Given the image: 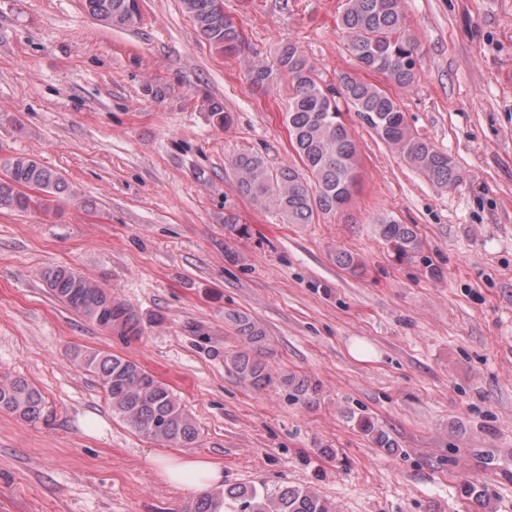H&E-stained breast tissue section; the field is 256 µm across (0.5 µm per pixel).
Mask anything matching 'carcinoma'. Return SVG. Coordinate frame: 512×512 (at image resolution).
<instances>
[{
    "instance_id": "cac0c4a2",
    "label": "carcinoma",
    "mask_w": 512,
    "mask_h": 512,
    "mask_svg": "<svg viewBox=\"0 0 512 512\" xmlns=\"http://www.w3.org/2000/svg\"><path fill=\"white\" fill-rule=\"evenodd\" d=\"M89 15L106 27L134 28L142 20L139 0H84ZM220 0H181L200 36L216 50L237 54L244 46L242 32L224 15ZM339 24L347 50L360 70L397 87L414 82L417 41L407 27L401 0H345ZM247 73L254 86L266 89L288 79L291 94L285 112L288 140L295 158L281 167L270 166L255 152L232 160L238 193L289 224H310L321 214L343 210L352 198L358 176V151L343 110L392 146L413 169L433 182L448 186L458 174L447 154L412 131L400 101L384 86L354 72L337 75V86L324 84L315 66L293 42L282 44L271 63L253 62ZM76 194L62 177L28 155L0 157V209L27 212L48 210ZM378 233L400 261L419 250L415 231L407 224L380 218ZM49 294L84 321L125 340L142 335L138 313L120 301L112 289L71 267L57 266L41 273ZM240 349L225 353L224 364L239 381L255 388L274 383L265 357L272 351L269 336L249 316L228 314ZM77 366L95 374L112 414L143 437L168 445L190 446L198 437L196 423L180 397L135 361L100 350L76 348ZM0 412L27 422L48 417L44 399L21 378H0ZM359 428L379 448L391 450L395 440L367 418ZM189 512H337L316 493L297 486L275 490L240 483L200 497Z\"/></svg>"
}]
</instances>
